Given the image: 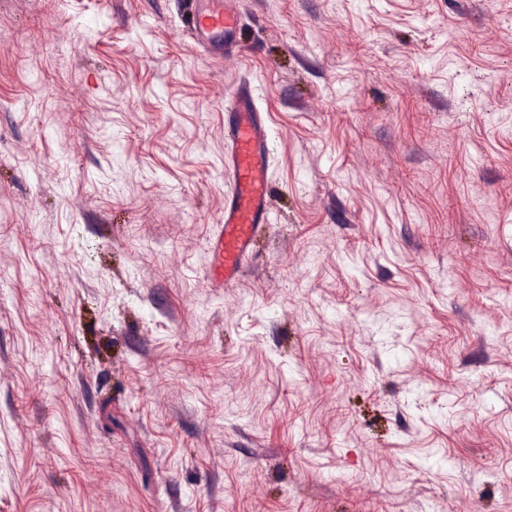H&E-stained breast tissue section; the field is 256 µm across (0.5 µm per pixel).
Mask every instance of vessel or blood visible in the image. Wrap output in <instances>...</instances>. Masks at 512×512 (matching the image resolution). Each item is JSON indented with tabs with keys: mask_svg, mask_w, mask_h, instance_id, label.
Returning a JSON list of instances; mask_svg holds the SVG:
<instances>
[{
	"mask_svg": "<svg viewBox=\"0 0 512 512\" xmlns=\"http://www.w3.org/2000/svg\"><path fill=\"white\" fill-rule=\"evenodd\" d=\"M240 13L234 0H192L188 17L190 38L212 54L231 52V44L214 43L217 34L232 35ZM231 135L225 162L233 171L234 188L224 202V223L210 242L214 265L212 280L232 285L241 274L244 260L253 251L257 228L269 217V185L264 117L251 95L241 92L227 114Z\"/></svg>",
	"mask_w": 512,
	"mask_h": 512,
	"instance_id": "b4317fda",
	"label": "vessel or blood"
}]
</instances>
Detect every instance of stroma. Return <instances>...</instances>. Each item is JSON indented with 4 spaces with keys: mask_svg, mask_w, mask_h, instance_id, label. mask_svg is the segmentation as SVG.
<instances>
[{
    "mask_svg": "<svg viewBox=\"0 0 512 512\" xmlns=\"http://www.w3.org/2000/svg\"><path fill=\"white\" fill-rule=\"evenodd\" d=\"M236 5L0 0V512H512V0ZM193 0L188 17L190 38L207 47L212 54L222 55L232 51L230 42L224 46L214 43L213 37L223 33L232 35L239 26L240 13L234 0ZM231 135L225 162L234 175V188L224 201V225L210 241L214 265L210 279L235 284L243 261L253 251L257 228L269 217L266 147L268 131L254 99L239 92L226 112Z\"/></svg>",
    "mask_w": 512,
    "mask_h": 512,
    "instance_id": "stroma-1",
    "label": "stroma"
}]
</instances>
